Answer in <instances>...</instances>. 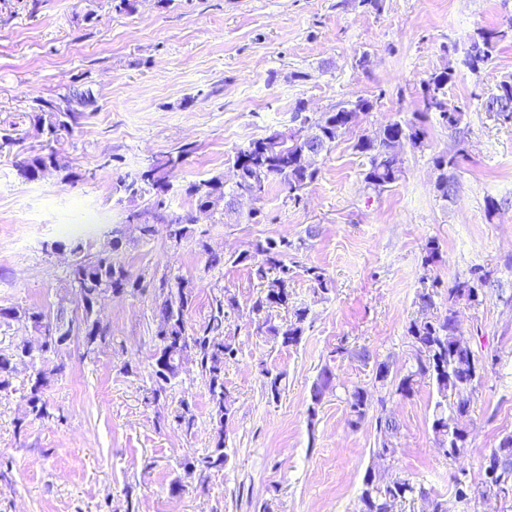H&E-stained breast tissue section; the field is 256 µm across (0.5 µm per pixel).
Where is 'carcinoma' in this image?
I'll return each instance as SVG.
<instances>
[{
  "label": "carcinoma",
  "mask_w": 512,
  "mask_h": 512,
  "mask_svg": "<svg viewBox=\"0 0 512 512\" xmlns=\"http://www.w3.org/2000/svg\"><path fill=\"white\" fill-rule=\"evenodd\" d=\"M508 40H512V17L496 27L475 29L468 38L463 65L473 73L487 69L499 45ZM455 77L456 70L450 65L430 74L421 81L422 111L418 117L412 121H395L378 131L358 136L354 149L367 160L364 170L367 187L381 192L399 178L403 169L404 147L420 148L427 138L426 115L438 116L439 121L449 127H455L462 121V110L449 107L447 99L448 86ZM65 98L68 103L66 112L56 111L53 99L40 97L35 100L33 112L37 132L56 139L59 132L69 131L72 126L79 124L86 110L96 103V97L89 88L76 87ZM373 106V100L360 98L350 108L317 112L311 118L304 115L306 105L300 102L295 114L300 117V123L314 130V139L307 140L291 128L273 130L237 149L232 166L238 170L239 178L234 185L228 188L224 176L214 175L188 184L185 194L193 200L197 211L222 218L229 196L248 194L260 202L273 183L278 182L287 190L288 201L296 206L303 200L304 190L319 174V166L312 167L307 162L310 152H317L318 160H323ZM488 108L503 119L512 121V78L496 83L491 89ZM193 151L192 145L185 144L120 180L116 191L123 193L128 201L145 193L153 196V201L146 208L123 211L122 222L112 225V253L91 257L86 253V244L82 241L71 240L66 244L75 257L68 288L82 299V319H65L62 308L58 309L52 320L22 307L0 308V321L7 324L14 322L39 333L38 344L25 341L8 354L0 353L1 389L10 386L17 363L25 359L32 363L26 402L29 416L33 419L42 421L55 418L54 407L43 398V390L54 375L63 370L64 364L59 363L50 369L45 367L46 354L62 351V347L50 342V333L56 332L61 337L82 335L86 353H96L107 343L108 335V330L100 328L98 319L93 317L99 298L108 292L120 295L138 288L137 279L119 259L124 241L131 236L149 240L162 230L173 245L179 246L195 236L193 213L175 217L161 214L166 196L173 188L172 174ZM433 164L437 171L435 188L442 199L448 200L455 195L458 187L456 155L445 151L433 157ZM61 169L58 152L51 146L15 162L17 176L26 182L39 180ZM302 242L301 238L294 241L284 236L266 239L256 242L252 249L234 259V262L244 263L250 268V273L260 286L252 302V312L257 316L256 333L272 337L283 347H293L301 342L307 309L294 310L293 319L281 324L272 322L269 311L289 308L292 299L290 287L295 274L294 255ZM66 245L58 242L55 247ZM304 272L313 286L314 294L322 297L330 291V281L324 269L311 265L304 267ZM497 285L492 271L474 266L468 271V277L456 279L448 288L444 310H437L436 292L419 294V308H434L436 312L429 319L413 320L407 327V336L413 348L411 364L403 374L390 378L382 374L378 376L381 386H392L388 395L402 398L411 397L416 386L424 380L435 383L438 400L432 413L431 430L437 448L450 463L459 460L469 449L471 395L488 371L495 369L498 361L495 354L476 353L469 339L459 331L456 323L457 305L462 300L478 304L483 301L485 289ZM193 302L192 288L184 278L176 275L161 278L158 300L153 309L156 349L151 394L152 401L159 403L167 386L178 377L185 360L195 361L205 374L213 420L216 421V438L214 446L205 455L194 456L184 463L186 474L203 476L222 470L229 460L224 426L232 415V405L224 387V364L237 359L238 348L234 337L224 335V330L231 312L237 309V301L229 290H224L222 295L215 298L214 312L208 323L189 334L186 332V320ZM263 374L268 396L279 398L284 373L266 368ZM335 380L332 369L324 366L311 391L309 417L316 415V406L323 393L336 389ZM344 393L350 426L361 425L370 413H375L379 441L372 454L388 451L396 455L394 440L400 434L401 425L388 410L386 397L374 400L362 386L346 388ZM485 457L495 458L499 462L494 484L502 493L503 503L512 504V434L503 437L498 446L488 449ZM415 501L425 505V512H469L472 503L476 502V496L471 494V486L467 485L456 490L455 501L450 503L424 484L416 483L393 470L386 474L368 470L363 477L355 512H403L405 504Z\"/></svg>",
  "instance_id": "1"
}]
</instances>
